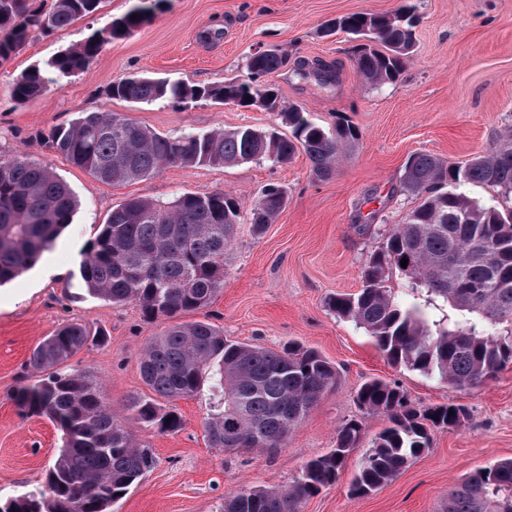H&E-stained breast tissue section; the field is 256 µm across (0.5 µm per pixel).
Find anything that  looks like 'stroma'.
I'll return each instance as SVG.
<instances>
[{
    "instance_id": "1",
    "label": "stroma",
    "mask_w": 512,
    "mask_h": 512,
    "mask_svg": "<svg viewBox=\"0 0 512 512\" xmlns=\"http://www.w3.org/2000/svg\"><path fill=\"white\" fill-rule=\"evenodd\" d=\"M419 23L415 47L396 82L365 83L351 61L344 33L321 27L348 13H391L401 0H164L132 36L106 43L84 70L58 91L26 103L11 95L14 79L121 16L132 0H105L93 16L69 28L37 34L0 63V156L17 152L51 165L75 193L79 207L53 249L0 286V499L40 487L62 445L46 417L23 414L12 396L21 386L33 349L71 322L107 333L66 362L105 386L116 414L131 395L147 393L138 358L162 330L134 304L115 306L88 296L78 284L82 252L113 209L127 198L169 202L184 193H224L250 208L271 182L288 192L285 208L261 234L239 225L227 257L224 289L196 319L228 339L279 350L294 341L316 350L336 369L321 396L284 448L226 451L210 447L205 397L177 403L184 426L175 434L143 432L157 463L112 506V512H220L235 490L282 489L311 458L336 444L346 420L362 421L361 445L335 486L304 501L301 512H442L453 486L466 475L512 457V364L487 385L455 389L438 379L387 363L364 329L338 318L326 302L361 287L366 256L421 199L400 183L409 156L429 152L456 165L488 151L512 129V0H413ZM221 29L220 39L200 34ZM275 47L290 59L334 64L337 79L322 84L281 70L265 82L286 102L326 126L347 121L360 131L335 176L317 180L305 155L286 164L248 162L229 167H168L151 179L106 185L45 146L43 134L68 125L80 112L101 109L168 136L275 126L257 107L201 101L182 108L168 101L134 104L100 97L101 89L133 75L210 85L246 76L245 58ZM398 384L413 407L456 404L466 417L432 434L430 450L376 492L351 497L349 486L386 414H364L354 397L366 381Z\"/></svg>"
}]
</instances>
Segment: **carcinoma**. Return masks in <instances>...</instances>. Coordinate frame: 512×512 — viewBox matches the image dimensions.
I'll use <instances>...</instances> for the list:
<instances>
[{"mask_svg": "<svg viewBox=\"0 0 512 512\" xmlns=\"http://www.w3.org/2000/svg\"><path fill=\"white\" fill-rule=\"evenodd\" d=\"M103 0H0V61L9 59L34 34L72 26L93 15ZM163 0H137L126 14L81 41L34 64L14 81L12 96L35 100L85 67L105 43L139 29ZM416 6L402 0L391 14L351 13L326 24L325 36L346 33L355 45L352 62L373 85L398 80L415 44ZM288 54L258 49L246 58L247 78L197 87L166 78L133 76L102 90L109 100L129 103L211 101L258 106L276 114L291 136L275 129L240 126L204 134L163 136L111 111L81 112L66 127L45 136L46 146L108 185L151 178L166 166H224L267 160L286 164L301 153L318 180L336 173L341 153L359 140L349 122L324 128L303 109L281 101L261 78L288 68ZM292 73L328 83L333 67L299 61ZM251 100H246V97ZM487 185L512 195V131L499 136L486 155L461 167L426 152L412 154L402 186L422 196L406 221L365 259L362 288L331 297L328 308L354 322L375 341L387 361L453 388L484 384L512 364V210L483 204L460 190ZM285 189L264 186L252 207L222 193H185L170 202L127 200L110 214L84 253L78 276L85 292L114 305L135 303L163 330L139 356L150 394L134 395L119 418L102 383L62 364L85 346L107 340L102 331L68 323L32 352L31 382L13 395L25 414L47 417L62 432V446L41 488L5 502L0 512H111L112 504L150 471L153 448L136 430L177 433L183 419L176 401L209 392L205 422L210 447L229 451L283 447L293 429L336 381V369L317 351L290 343L280 351L224 338L213 324L179 317L208 307L224 288V257L240 224L262 232L284 209ZM78 202L48 165L23 152L0 157V285L27 271L51 249ZM408 260L401 267V260ZM403 276L413 291L425 290L427 307L397 299L388 285ZM449 308L448 324L428 307ZM367 414L389 415L390 426L373 440L349 493L363 497L390 483L432 446V431L453 429L464 410L441 404L413 406L399 386L379 379L355 394ZM363 425L344 421L334 448L308 460L283 490L251 489L224 496L221 512H300L301 504L336 484L348 456L359 447ZM445 512H512V458L479 469L448 495Z\"/></svg>", "mask_w": 512, "mask_h": 512, "instance_id": "obj_1", "label": "carcinoma"}]
</instances>
